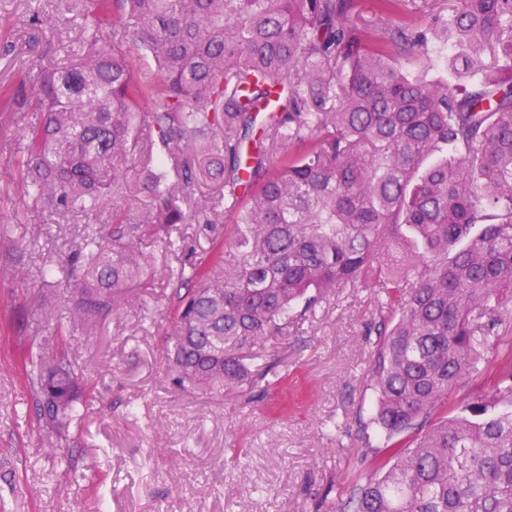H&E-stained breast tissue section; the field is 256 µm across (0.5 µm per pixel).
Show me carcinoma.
Wrapping results in <instances>:
<instances>
[{"mask_svg": "<svg viewBox=\"0 0 512 512\" xmlns=\"http://www.w3.org/2000/svg\"><path fill=\"white\" fill-rule=\"evenodd\" d=\"M356 0H94L112 21L76 62L40 73L43 112L19 162L26 195L93 212L142 148L147 220L87 232L43 269L77 297L72 317L133 303L163 266L175 305L167 359L184 390L266 393L285 358L249 356L288 333L293 308L333 289L377 288L361 474L330 512H512V358L467 406L439 415L479 371L512 300V0H454L439 60L413 23L368 39ZM157 63L132 72L126 41ZM411 59L405 70L399 59ZM331 89L328 112L298 108L301 80ZM159 100L151 125L140 110ZM224 186L235 249L223 264L178 259L200 179ZM42 312L19 337V369L49 447L81 422L82 379L52 347ZM381 441L372 443L370 428Z\"/></svg>", "mask_w": 512, "mask_h": 512, "instance_id": "obj_1", "label": "carcinoma"}]
</instances>
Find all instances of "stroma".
I'll list each match as a JSON object with an SVG mask.
<instances>
[{"mask_svg":"<svg viewBox=\"0 0 512 512\" xmlns=\"http://www.w3.org/2000/svg\"><path fill=\"white\" fill-rule=\"evenodd\" d=\"M382 14L357 0L368 34L411 20L434 29L451 0H408ZM89 0H0V86L22 90L32 72L69 63L86 45L81 11ZM27 106L0 109V512H314L352 488L359 472L358 422L369 419L366 334L373 287L328 293L314 311L273 339L288 356V376L251 404L233 394L184 391L171 381L164 338L173 325L161 275L141 300L104 319L69 328L70 361L82 376L86 412L70 446L42 447L16 341L40 309L66 313L73 294L44 285L46 262L59 261L88 230L122 211L144 221L151 200L138 154L122 189L98 211L61 216L25 196L17 161ZM201 183L200 213L183 227L182 257L210 260L223 242L232 255L231 217L205 208L220 195ZM512 330L487 349L480 373L449 406L469 402L504 355Z\"/></svg>","mask_w":512,"mask_h":512,"instance_id":"1","label":"stroma"}]
</instances>
